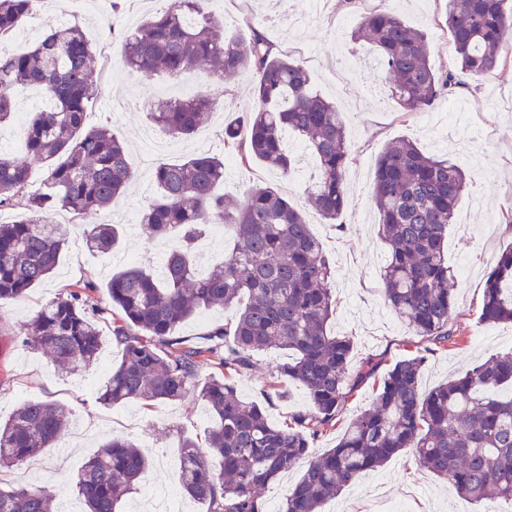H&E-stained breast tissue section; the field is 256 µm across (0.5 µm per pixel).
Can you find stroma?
I'll use <instances>...</instances> for the list:
<instances>
[{
	"mask_svg": "<svg viewBox=\"0 0 512 512\" xmlns=\"http://www.w3.org/2000/svg\"><path fill=\"white\" fill-rule=\"evenodd\" d=\"M153 7L152 0H144L137 12L125 9L116 15L112 0H96L91 7L77 5L76 0H50L27 19L11 45L12 50H25L44 33L71 24L83 27L95 44H108L109 61L95 65L97 91L87 104V124L109 127L126 141L133 182L110 213L92 210L77 220L60 213L58 220L68 243L55 274L0 309V422L8 421L29 399L61 401L68 406L70 419L56 447L24 467L0 471V486L39 488L56 494L59 503L73 501L71 481L88 457L112 435L126 434L152 456L146 489L177 492L179 512H203L202 505L181 491L177 443L182 435L204 440L211 425L204 403L190 396L146 409L135 402L106 407L98 400L119 359L112 344L105 285L114 272L129 265L136 263L156 272L163 262L158 241L149 239L141 224L127 223V213L141 211L142 190L150 184L159 162H174L198 152L223 153L225 117L250 103L248 78L221 82L204 71L196 76L193 90L209 92L217 100L204 128L191 138L176 139L151 123L149 112L158 102L176 97L179 82L129 72L121 63V49L123 33L142 22ZM210 8L224 16L229 30L243 40L250 36V21L264 17L267 38L278 51L304 64L315 87L344 116L348 140L358 155L346 172L354 205L343 214L340 232L315 213H308L307 219L335 269L331 288L336 313L330 329L351 337L353 362L382 357L391 363L410 347L407 328L384 300L381 272L388 249L377 233L379 215L372 196L378 157L388 143L400 137L415 140L428 154L460 161L468 178V189L457 204L456 222L445 243L448 264L458 277L453 316L456 342L429 356L421 376L422 389L430 390L448 376L464 373L491 354L511 350L512 326L488 325L479 315L486 271L512 244L511 226L502 220L487 221L489 213L499 214L512 206V75L469 80L450 100L466 113L468 126H451L437 134L426 126L423 114L399 108L388 81L375 70L374 50L351 38L362 16L392 9L427 35L433 62L445 63L451 54L448 0H285L281 5L266 0H212ZM311 174L307 163L298 165L296 174L284 175L257 162L247 168L228 162L224 165V198L237 201L248 186L264 183L277 187L302 208L306 205L304 180ZM113 220L122 230V241L114 251L84 248V232L90 225ZM85 281L96 284L93 298L104 310L99 321L102 347L92 366L70 375L59 370L43 350L23 345L20 331L42 306ZM287 359L283 349L259 353L255 367L235 378L240 395L262 401L273 367ZM385 502L402 504L406 512L461 509L453 488L436 481L408 453L345 487L332 505L337 512H378Z\"/></svg>",
	"mask_w": 512,
	"mask_h": 512,
	"instance_id": "stroma-1",
	"label": "stroma"
}]
</instances>
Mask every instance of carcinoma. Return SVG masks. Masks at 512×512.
Instances as JSON below:
<instances>
[{"instance_id": "cac0c4a2", "label": "carcinoma", "mask_w": 512, "mask_h": 512, "mask_svg": "<svg viewBox=\"0 0 512 512\" xmlns=\"http://www.w3.org/2000/svg\"><path fill=\"white\" fill-rule=\"evenodd\" d=\"M36 0H0V43L17 32ZM210 0H170L123 41V62L145 77L189 78L209 66L219 80L246 75L253 104L224 120V151L243 167L259 161L287 175L299 162L285 138L294 134L315 160L305 187L308 206L337 225L351 206L344 184L356 154L342 113L311 83L307 70L273 45L256 21L249 41L228 34ZM452 58L431 60L425 33L393 11L363 17L352 38L369 43L381 71L393 79L392 95L405 112H423L454 95L464 78L506 72L502 47L512 32V0H448L446 19ZM96 45L80 26L54 29L31 48L0 52V127L16 113L19 87L39 90L50 106L32 114L24 128L28 155L47 169L40 188L28 184V168L0 154V208L20 209L0 224V307L49 278L66 246L52 215L75 218L111 209L125 193L132 171L122 139L106 126L86 127V105L96 90ZM216 99L197 93L149 113L175 138H190L213 111ZM157 192L140 223L155 238L176 230L162 275L131 265L110 278L112 342L120 360L99 400L107 406L152 405L194 395L213 426L206 446L185 439L179 446L181 485L206 512H270L261 489L302 463L304 470L277 512H322L325 503L363 474L411 452L420 466L448 482L471 504L512 502V351L498 352L428 392L420 388L425 353L446 349L452 324L456 276L444 242L456 205L468 186L464 170L449 157L423 153L408 138L385 148L377 161L373 199L389 255L381 275L388 305L409 332L425 342L382 367L372 357L352 367L353 342L328 331L336 313L334 268L302 210L271 185H252L235 204L214 193L224 182V160L192 154L162 162L153 172ZM222 224L233 230L235 249L209 272H196L197 242ZM96 251L120 242L117 224H95L85 234ZM86 281L44 305L23 325L24 343L49 354L73 373L96 359L102 311ZM236 309L235 319L201 348L178 336L200 310ZM480 320L512 323V245L489 267ZM272 347L288 350L277 377L298 382L311 406L271 423L265 408L238 393L234 376ZM217 374L201 382L200 367ZM379 378L371 406L360 412L336 445L314 454V442L335 427L348 401ZM69 412L53 400H29L0 423V467H18L53 448ZM218 458L220 469L211 466ZM150 468L134 440L115 435L82 467L74 490L86 512H120ZM0 512H60L52 496L27 486L0 488Z\"/></svg>"}]
</instances>
